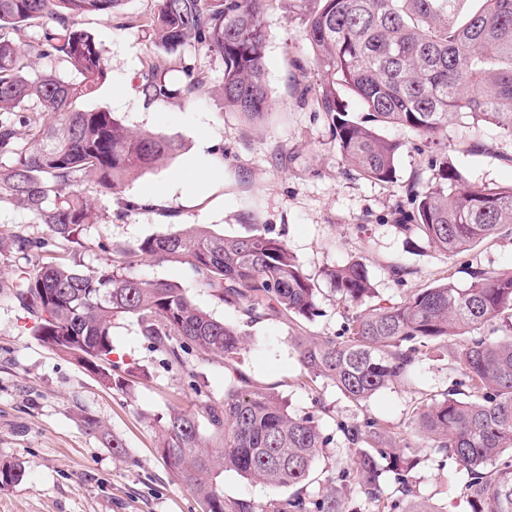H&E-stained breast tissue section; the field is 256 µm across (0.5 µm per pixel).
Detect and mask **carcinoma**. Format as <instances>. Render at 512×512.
<instances>
[{
	"mask_svg": "<svg viewBox=\"0 0 512 512\" xmlns=\"http://www.w3.org/2000/svg\"><path fill=\"white\" fill-rule=\"evenodd\" d=\"M276 1L302 22L314 61L313 101L348 166L367 180L392 182L402 144L380 133L389 125L436 145L432 178L408 189L412 208L399 212L404 233L456 256L512 226V184L467 185L448 164V145L438 141L449 123L464 120L512 139V0H157L141 18L154 43L141 62L144 98L165 104L197 94L208 71L186 56L200 54L219 63L224 106L249 121L269 118L263 16ZM123 2L0 0V28L34 21L41 27L23 47L0 39V113H31L36 141L33 148L19 144L14 120L0 119V159L10 160L0 172V201L20 203L72 244L94 218L77 187L92 179L102 194L118 195L181 150L173 138L129 130L107 109L80 106L105 82L108 65L79 19L110 17ZM32 57L54 59L58 73L30 77ZM345 92L359 99L365 116H349ZM144 258L187 266L250 324L273 314L317 313V281L267 229L253 224L244 235L226 237L191 225L113 250L112 261L93 275L59 262L21 271L16 298L35 319V338L71 357L82 353L86 369L116 388L123 380L112 372V324L123 318L134 319L172 366H184L191 353L232 365L249 333L198 308L177 283L133 274ZM323 276L351 314L340 335L303 336L296 348L307 373L345 397L368 400L408 380L440 342L457 343L451 386L413 410L411 435L371 416L338 424L353 451L338 479L359 489L374 512H398L415 496V469L437 454L463 473L460 494L470 512H512V271L479 272L465 288L447 277L399 302L366 307L373 288L364 263L334 266ZM205 414L224 440L219 448L204 442L198 418L187 411L170 410L160 429L162 454L200 512H350L334 487L317 499L298 492L327 447L314 417L290 413L277 395L243 379ZM226 471L296 492L266 504L228 503L219 483ZM385 472L395 481L388 494ZM24 473L18 463L0 465V488Z\"/></svg>",
	"mask_w": 512,
	"mask_h": 512,
	"instance_id": "obj_1",
	"label": "carcinoma"
}]
</instances>
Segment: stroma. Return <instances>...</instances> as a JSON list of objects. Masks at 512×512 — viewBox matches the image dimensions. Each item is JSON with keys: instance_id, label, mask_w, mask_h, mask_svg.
<instances>
[{"instance_id": "obj_1", "label": "stroma", "mask_w": 512, "mask_h": 512, "mask_svg": "<svg viewBox=\"0 0 512 512\" xmlns=\"http://www.w3.org/2000/svg\"><path fill=\"white\" fill-rule=\"evenodd\" d=\"M154 6V0H128L122 15L83 17V28L102 44L109 67L107 81L84 106L109 109L128 128L174 137L181 141V151L129 182L118 198L100 194L95 183H83L81 190L94 200L99 216L86 225L77 246L54 238L28 210L0 203V464L15 461L25 468L22 480L0 489V512H199L195 496L158 452L159 420L174 407L202 419L205 405L223 400L237 372L282 397L290 411L318 419L330 439L326 464L315 469L302 489L303 496L315 498L329 477L328 467L343 466L351 456L339 422L371 416L384 420L392 431L410 433L413 409L447 390L454 377L453 348L443 345L416 365L409 382L369 400L352 401L328 380L310 378L293 342L297 336L341 332L344 310L329 289L321 291L317 317L278 315L250 324L238 308L213 297L181 265L145 261L136 266V274L179 282L199 308L246 326L248 343L233 368L218 358L200 364L191 357L179 370L148 346L134 319L117 320L111 359L126 386L111 389L74 358L33 338V320L14 297L20 271L54 260L91 273L110 262L113 247L193 224L217 235H240L245 231L242 217L249 211L257 224L286 244L312 278L350 261L366 264L379 300H403L445 276L465 287L474 272L512 270L511 233L450 257L399 230L398 211L410 206L409 184L432 175L428 148L418 147L406 128H383V136L404 145L391 183L364 179L342 163L327 118L295 87L311 54L300 20L280 5L266 11L264 24L268 96L281 120L250 125L225 108L217 67L196 97L146 103L136 75L152 41L131 20ZM203 137L209 142L204 150L199 147ZM447 142L449 163L469 184H512V141L499 138L495 130L454 123ZM197 162L219 171L220 180L146 202L152 188L170 184ZM141 200L145 208L127 210V202ZM14 235L48 240L49 248L19 253L9 244ZM395 265L404 269L402 279L393 278L390 269ZM87 415L100 422L102 432L84 426ZM112 435L123 441L124 453L112 452ZM416 476L417 500L432 512H468L460 493L462 475L452 460L428 457ZM221 485L228 501L264 503L289 495L232 471L222 475Z\"/></svg>"}]
</instances>
